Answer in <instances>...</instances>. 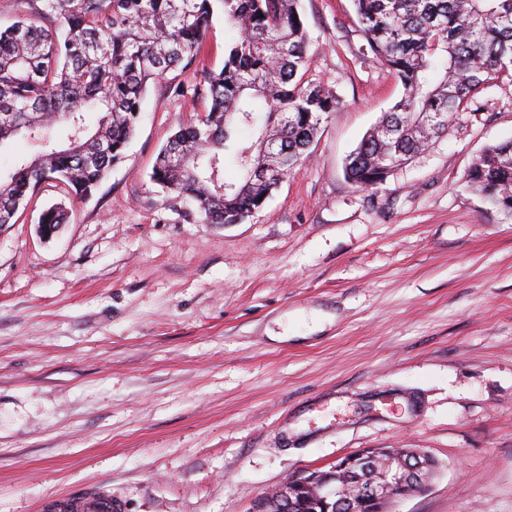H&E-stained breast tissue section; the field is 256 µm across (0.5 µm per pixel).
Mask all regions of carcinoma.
I'll use <instances>...</instances> for the list:
<instances>
[{"mask_svg": "<svg viewBox=\"0 0 512 512\" xmlns=\"http://www.w3.org/2000/svg\"><path fill=\"white\" fill-rule=\"evenodd\" d=\"M0 27V149L21 137L39 151L0 165V225L46 180L86 197L124 157L149 80L188 67L215 3L231 32L220 70L204 77L210 107L159 151L151 178L195 203L207 224H240L311 155L338 99L307 77L298 0H22ZM369 52L393 71L398 101L347 157L354 185L379 188L438 138L448 119L500 78L512 79V0H353ZM99 112L97 127L84 114ZM245 126L248 145L236 140ZM242 172L224 181V159ZM466 182L512 214V140L487 147ZM61 207L42 212L54 229Z\"/></svg>", "mask_w": 512, "mask_h": 512, "instance_id": "obj_1", "label": "carcinoma"}]
</instances>
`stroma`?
Masks as SVG:
<instances>
[{
    "label": "stroma",
    "instance_id": "stroma-1",
    "mask_svg": "<svg viewBox=\"0 0 512 512\" xmlns=\"http://www.w3.org/2000/svg\"><path fill=\"white\" fill-rule=\"evenodd\" d=\"M309 78L339 100L310 159L240 224L151 179L203 113L229 39L149 83L124 160L91 196L43 183L0 230V512L97 488L123 512H256L366 448L438 470L393 512H512V216L470 190L512 140V82L377 190L346 157L401 86L352 0H300ZM69 219L52 237L41 213Z\"/></svg>",
    "mask_w": 512,
    "mask_h": 512
}]
</instances>
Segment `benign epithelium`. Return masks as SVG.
<instances>
[{"label":"benign epithelium","instance_id":"obj_1","mask_svg":"<svg viewBox=\"0 0 512 512\" xmlns=\"http://www.w3.org/2000/svg\"><path fill=\"white\" fill-rule=\"evenodd\" d=\"M434 464L417 448H369L345 457L326 473H308L289 482L312 490L324 512H386L388 506L423 491Z\"/></svg>","mask_w":512,"mask_h":512}]
</instances>
